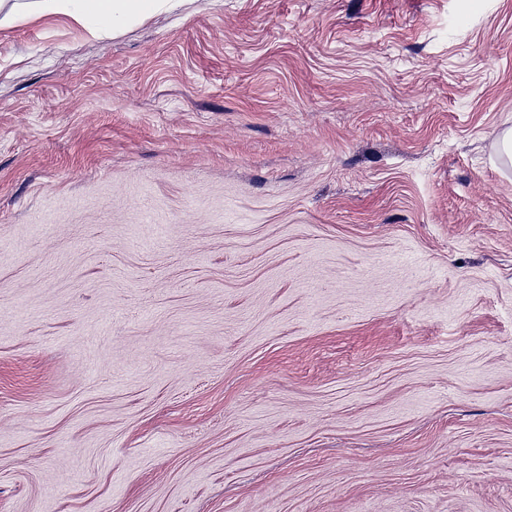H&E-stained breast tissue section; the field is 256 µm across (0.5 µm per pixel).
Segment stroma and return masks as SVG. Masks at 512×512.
Wrapping results in <instances>:
<instances>
[{
	"label": "stroma",
	"instance_id": "35a3bbf8",
	"mask_svg": "<svg viewBox=\"0 0 512 512\" xmlns=\"http://www.w3.org/2000/svg\"><path fill=\"white\" fill-rule=\"evenodd\" d=\"M512 0L0 23V512H512Z\"/></svg>",
	"mask_w": 512,
	"mask_h": 512
}]
</instances>
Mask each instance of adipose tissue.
<instances>
[{"label": "adipose tissue", "instance_id": "1", "mask_svg": "<svg viewBox=\"0 0 512 512\" xmlns=\"http://www.w3.org/2000/svg\"><path fill=\"white\" fill-rule=\"evenodd\" d=\"M179 0H13L14 15L28 12L65 14L96 30L119 29L165 8H176Z\"/></svg>", "mask_w": 512, "mask_h": 512}]
</instances>
